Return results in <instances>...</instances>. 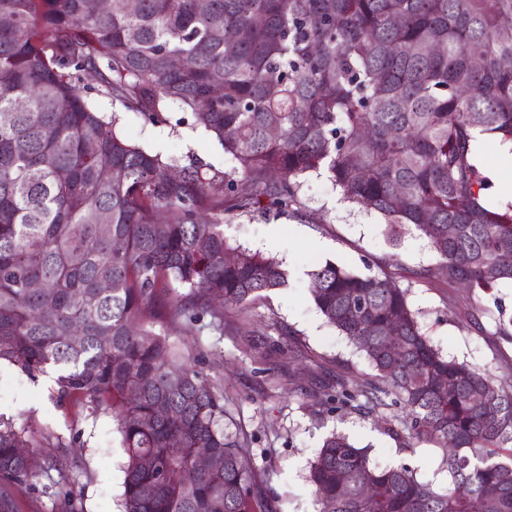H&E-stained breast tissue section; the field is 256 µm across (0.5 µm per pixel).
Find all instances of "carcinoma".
I'll return each instance as SVG.
<instances>
[{
	"label": "carcinoma",
	"instance_id": "obj_1",
	"mask_svg": "<svg viewBox=\"0 0 512 512\" xmlns=\"http://www.w3.org/2000/svg\"><path fill=\"white\" fill-rule=\"evenodd\" d=\"M0 16V364L53 367L60 397L112 414L121 512H278L224 390L155 330L199 315L222 329L230 313L246 336L251 304L287 285L279 261L227 242L224 215L295 212L301 178L323 172L391 236L423 233L448 285L512 281V206L484 205L474 145L512 143V0H0ZM92 93L153 123L179 103L235 166L175 167L119 135ZM310 277L373 369L312 397L331 413L399 408L387 432L410 453L442 448L450 476L436 489L333 432L308 470L319 512H512V389L434 349L392 272L328 261ZM160 288L188 293L164 303ZM44 447L0 418V479L30 481L16 449ZM200 450L213 469L192 477Z\"/></svg>",
	"mask_w": 512,
	"mask_h": 512
}]
</instances>
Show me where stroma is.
I'll list each match as a JSON object with an SVG mask.
<instances>
[{
	"label": "stroma",
	"instance_id": "1",
	"mask_svg": "<svg viewBox=\"0 0 512 512\" xmlns=\"http://www.w3.org/2000/svg\"><path fill=\"white\" fill-rule=\"evenodd\" d=\"M96 103L104 114L116 115L121 132L133 144L180 164L193 158L215 171L233 166L192 113L177 104H168L165 122L153 123L110 99L100 97ZM299 202L294 215L233 213L224 221L227 241L277 259L289 273L287 286L252 306L254 335L217 333L204 317L165 327L169 342L195 357L207 381L223 385L225 407L251 435V452L267 487L279 498V512H317L307 469L334 431L367 448L373 465L405 462L420 480L447 487L441 449L423 443L415 452H405L372 417L354 410L326 413L310 397L316 383L336 373H346L356 385L372 372L364 355L317 311L310 273L328 261L362 275L388 267L407 288L409 306L434 348L445 358L487 370L507 388L512 386V336L498 335L497 329L499 323L512 321V283L485 296L489 313L473 321L472 294L449 286L436 272L437 257L420 232L410 230L391 240L380 216L344 201L323 173L303 178ZM316 241L323 243V250H313ZM421 268L432 269V276L415 277ZM289 341L303 350L305 361L279 357L271 371H259L253 346L273 350ZM0 417L24 424L35 436L64 443L55 453L56 466L46 467L45 456H38L45 469L35 481L7 486L12 512H61L60 498L46 494L45 488L62 475L67 478L65 490L82 512H119L124 450L110 414L92 413L77 396L59 401L57 384L1 364Z\"/></svg>",
	"mask_w": 512,
	"mask_h": 512
}]
</instances>
